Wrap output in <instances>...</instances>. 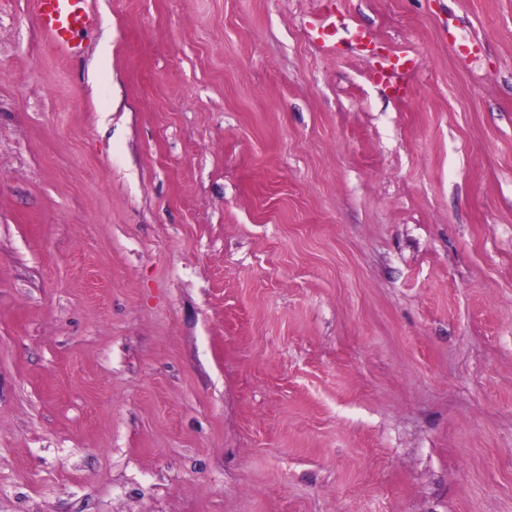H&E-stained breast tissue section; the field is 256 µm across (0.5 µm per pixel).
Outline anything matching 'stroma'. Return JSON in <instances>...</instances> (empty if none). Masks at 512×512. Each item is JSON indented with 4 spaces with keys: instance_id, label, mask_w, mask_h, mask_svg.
Wrapping results in <instances>:
<instances>
[{
    "instance_id": "stroma-1",
    "label": "stroma",
    "mask_w": 512,
    "mask_h": 512,
    "mask_svg": "<svg viewBox=\"0 0 512 512\" xmlns=\"http://www.w3.org/2000/svg\"><path fill=\"white\" fill-rule=\"evenodd\" d=\"M94 8L0 0V512H512V0ZM36 21L48 44L60 54L81 53L79 36L96 22L91 0H33Z\"/></svg>"
}]
</instances>
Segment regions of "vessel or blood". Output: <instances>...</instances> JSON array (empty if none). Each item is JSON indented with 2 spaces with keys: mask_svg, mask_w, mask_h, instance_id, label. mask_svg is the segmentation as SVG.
I'll return each mask as SVG.
<instances>
[{
  "mask_svg": "<svg viewBox=\"0 0 512 512\" xmlns=\"http://www.w3.org/2000/svg\"><path fill=\"white\" fill-rule=\"evenodd\" d=\"M36 21L48 44L60 54L75 56L79 37L96 22L91 0H33Z\"/></svg>",
  "mask_w": 512,
  "mask_h": 512,
  "instance_id": "1",
  "label": "vessel or blood"
}]
</instances>
